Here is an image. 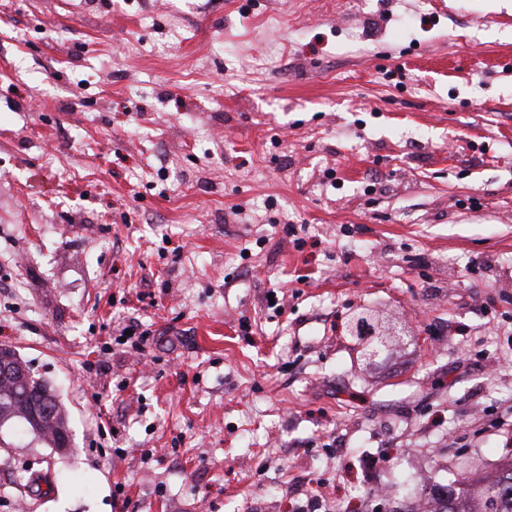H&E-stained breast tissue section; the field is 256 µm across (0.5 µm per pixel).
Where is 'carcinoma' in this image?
Instances as JSON below:
<instances>
[{"instance_id": "obj_1", "label": "carcinoma", "mask_w": 512, "mask_h": 512, "mask_svg": "<svg viewBox=\"0 0 512 512\" xmlns=\"http://www.w3.org/2000/svg\"><path fill=\"white\" fill-rule=\"evenodd\" d=\"M18 422L53 448L69 443L65 410L53 390L15 356L12 373L0 377V428ZM438 512H512V463L486 484L444 487Z\"/></svg>"}]
</instances>
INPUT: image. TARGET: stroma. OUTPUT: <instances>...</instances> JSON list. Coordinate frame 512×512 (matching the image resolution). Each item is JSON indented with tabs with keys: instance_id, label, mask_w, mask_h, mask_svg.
Returning a JSON list of instances; mask_svg holds the SVG:
<instances>
[{
	"instance_id": "obj_1",
	"label": "stroma",
	"mask_w": 512,
	"mask_h": 512,
	"mask_svg": "<svg viewBox=\"0 0 512 512\" xmlns=\"http://www.w3.org/2000/svg\"><path fill=\"white\" fill-rule=\"evenodd\" d=\"M0 344L71 435L0 431V512L495 477L512 0H0ZM349 335L361 342L364 355L373 363L389 349L386 335L378 331L373 319L366 316L355 318L349 326Z\"/></svg>"
}]
</instances>
